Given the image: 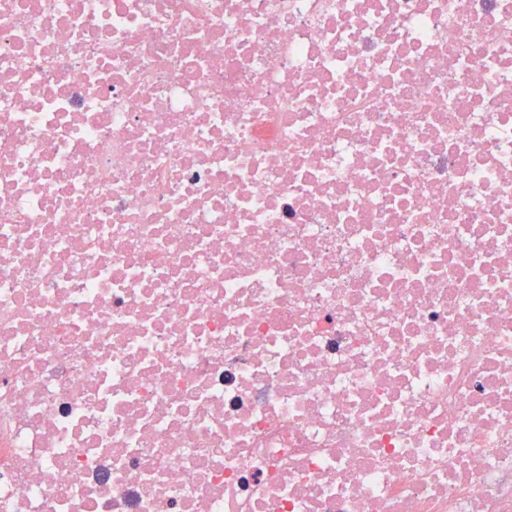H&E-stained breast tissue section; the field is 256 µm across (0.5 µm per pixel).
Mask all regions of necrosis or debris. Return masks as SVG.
Instances as JSON below:
<instances>
[{"mask_svg":"<svg viewBox=\"0 0 512 512\" xmlns=\"http://www.w3.org/2000/svg\"><path fill=\"white\" fill-rule=\"evenodd\" d=\"M0 512H512V0H0Z\"/></svg>","mask_w":512,"mask_h":512,"instance_id":"4bbe7bcc","label":"necrosis or debris"}]
</instances>
